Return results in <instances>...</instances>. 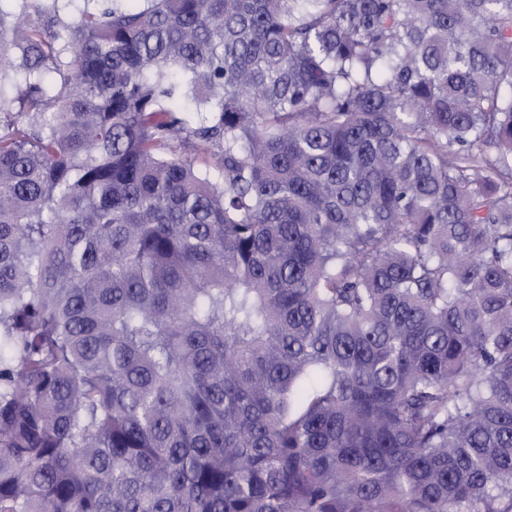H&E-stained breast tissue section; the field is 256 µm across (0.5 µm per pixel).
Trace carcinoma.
<instances>
[{
  "mask_svg": "<svg viewBox=\"0 0 512 512\" xmlns=\"http://www.w3.org/2000/svg\"><path fill=\"white\" fill-rule=\"evenodd\" d=\"M142 2L0 0V512H512V0Z\"/></svg>",
  "mask_w": 512,
  "mask_h": 512,
  "instance_id": "cac0c4a2",
  "label": "carcinoma"
}]
</instances>
